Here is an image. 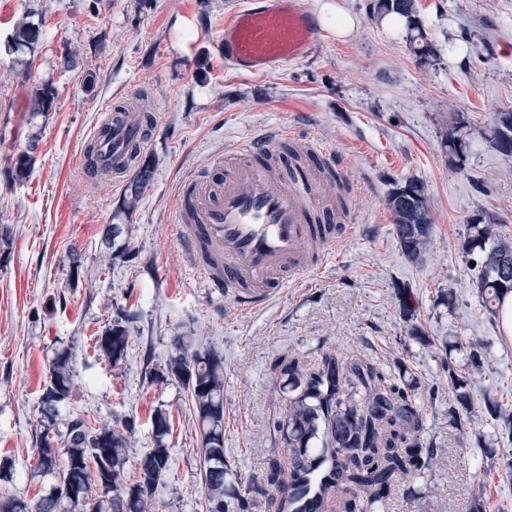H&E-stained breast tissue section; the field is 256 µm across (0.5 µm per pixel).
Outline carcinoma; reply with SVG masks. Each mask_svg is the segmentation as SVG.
<instances>
[{"mask_svg": "<svg viewBox=\"0 0 512 512\" xmlns=\"http://www.w3.org/2000/svg\"><path fill=\"white\" fill-rule=\"evenodd\" d=\"M397 14L406 20L411 50L420 65L429 64L437 49L427 37L418 16L416 0H377L373 16L379 18ZM42 39L40 25L25 18L17 21L7 37L5 48L32 51ZM56 99L54 87L48 83L30 91L31 109L49 112ZM464 121L448 128L443 153L448 169L459 171L467 160L469 144L462 133ZM485 139L505 158H512V112L494 113ZM137 171L125 185L122 206L130 212L140 201L154 175V163L137 155ZM32 157L18 155L13 177L27 178ZM387 206L393 218L394 232L405 260L418 263L429 251L433 237L430 198L423 183L407 179L389 192ZM463 251L480 259L477 288L486 311L495 312L500 300L512 293V243L501 239L493 218L481 214L472 219L470 234ZM130 336L120 321L102 330L95 337L100 356L112 363L127 354ZM168 376L179 381L190 393V399L200 434L201 484L210 512L244 510L245 497L239 488L241 480L234 476L224 458V359L211 349H190L184 338L174 339V350L168 358ZM50 377L40 396L41 426L56 434V445L42 442L36 448L34 474L51 476L55 483L49 492L31 504L20 498L0 495V512H96L101 504L112 512H155L152 495L169 469L170 448L166 438L170 433V416L163 409L154 411V447L134 465L135 475L128 480L127 448L133 425L125 431L103 423L91 427L81 417L71 419L65 433L56 427L60 408L72 400L74 392L72 355L59 351L48 365ZM457 391V402L468 409L471 398L466 391L468 380L448 370ZM295 395L287 406L282 424V437L290 454L288 469L281 467L273 480L288 487L303 482L315 466L321 448L331 450L333 458L329 477L319 486V503L324 505L333 493L344 491L352 495L347 512H374L384 498V492L394 480L413 482L428 468L443 449L426 443L417 435L422 424V409L415 397L402 391L374 367L354 365L343 368L336 356L326 355L318 371L303 376L296 363H288L279 371ZM356 378L364 389L363 402L357 403L344 395V386ZM481 413L493 420L512 425V409L495 398L484 400ZM287 477L282 479V471ZM77 488V499L65 494L67 487Z\"/></svg>", "mask_w": 512, "mask_h": 512, "instance_id": "1", "label": "carcinoma"}]
</instances>
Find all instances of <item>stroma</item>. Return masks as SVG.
<instances>
[{
    "label": "stroma",
    "instance_id": "35a3bbf8",
    "mask_svg": "<svg viewBox=\"0 0 512 512\" xmlns=\"http://www.w3.org/2000/svg\"><path fill=\"white\" fill-rule=\"evenodd\" d=\"M236 0H0V457L10 481L0 493L36 502L50 487L33 476L47 364L72 353L75 392L57 418L135 425L137 461L154 445L150 417L167 409L170 466L157 512H209L199 471L200 435L190 397L160 372L175 337L224 356V455L247 489L248 512H279L274 464L289 452L279 431L291 392L274 367L298 361L317 371L327 353L377 368L414 394L425 441L443 450L410 484H392L382 512H512V434L480 418L485 397L512 400V340L479 297L477 267L462 242L472 219L494 215L512 242V160L483 132L492 113L512 110V0H419L437 58L418 65L406 28L372 21L375 0H341L359 18L339 39L322 31L305 59L254 76L218 50ZM42 27L36 51H6L22 16ZM78 64L65 68V54ZM96 84L87 87V74ZM49 83L51 112H31L32 86ZM151 118L145 155L154 178L134 211L124 181L97 184L79 155L113 106L131 94ZM463 114L470 152L449 170L442 135ZM273 128L300 133L332 152L355 181L354 220L326 265L303 283L242 309L212 292L198 253L182 247L179 188L206 170L226 141ZM31 152L28 178L11 179ZM422 182L434 239L422 263L407 262L387 195ZM121 232L105 241L110 225ZM127 320L126 358L99 357L93 338ZM479 339L488 368L467 370L461 342ZM467 375L472 409L460 410L449 372Z\"/></svg>",
    "mask_w": 512,
    "mask_h": 512
}]
</instances>
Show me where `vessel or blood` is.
<instances>
[{
  "mask_svg": "<svg viewBox=\"0 0 512 512\" xmlns=\"http://www.w3.org/2000/svg\"><path fill=\"white\" fill-rule=\"evenodd\" d=\"M318 31L303 0H240L224 20L219 47L234 69L263 74L308 56ZM283 137L264 132L226 143L212 161L221 179L185 183L176 216L186 245L202 239L210 247L213 260L200 269L207 287L234 294L245 307L309 274L315 266L310 247L329 257L349 221L334 199L336 182L348 174L325 148L301 155L287 188L278 190L276 148ZM92 141L99 155L96 181L117 179L131 166L132 149L145 148L147 128L132 108L121 106L108 111ZM317 486L313 480L307 492L282 493V512H316Z\"/></svg>",
  "mask_w": 512,
  "mask_h": 512,
  "instance_id": "b4317fda",
  "label": "vessel or blood"
}]
</instances>
